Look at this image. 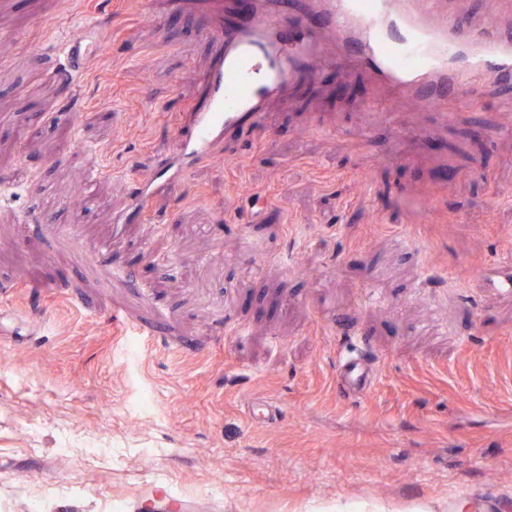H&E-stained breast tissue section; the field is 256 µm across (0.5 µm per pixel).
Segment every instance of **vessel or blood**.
<instances>
[{
  "mask_svg": "<svg viewBox=\"0 0 512 512\" xmlns=\"http://www.w3.org/2000/svg\"><path fill=\"white\" fill-rule=\"evenodd\" d=\"M320 20L346 43L344 55L321 48L308 10L253 11L243 28L228 34L221 18L206 27L218 52L206 78L205 99L189 112V135L180 138L174 161L140 185L113 221L146 218L159 191L184 180L193 166L208 159L225 136L246 124L265 120L264 104L283 94L302 71L356 61L404 92L432 97L457 92L481 106L488 80L512 81V37L469 26L457 16L438 12L432 0H320ZM96 43L78 32L62 45L66 68L42 70L45 78L80 74ZM343 380L364 390L371 370L358 358L342 365Z\"/></svg>",
  "mask_w": 512,
  "mask_h": 512,
  "instance_id": "vessel-or-blood-1",
  "label": "vessel or blood"
}]
</instances>
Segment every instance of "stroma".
Returning <instances> with one entry per match:
<instances>
[{"label":"stroma","mask_w":512,"mask_h":512,"mask_svg":"<svg viewBox=\"0 0 512 512\" xmlns=\"http://www.w3.org/2000/svg\"><path fill=\"white\" fill-rule=\"evenodd\" d=\"M446 6L512 32V0ZM206 12L0 7V512H512V293L483 285L512 270V83L447 127L371 71L303 73L114 224L204 98ZM80 26L84 75L34 79ZM343 380L354 390L363 391L369 381L372 370L360 358L348 357L342 363Z\"/></svg>","instance_id":"1"}]
</instances>
